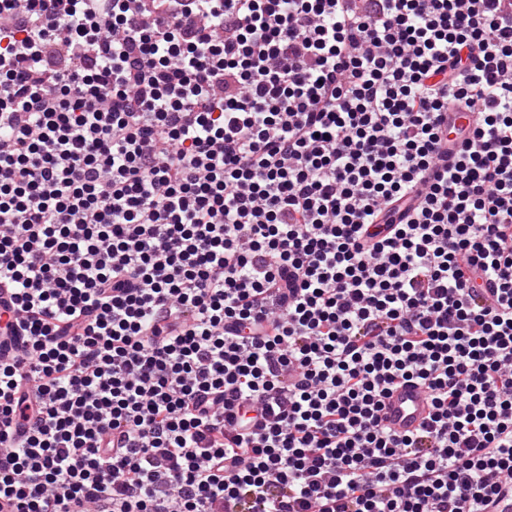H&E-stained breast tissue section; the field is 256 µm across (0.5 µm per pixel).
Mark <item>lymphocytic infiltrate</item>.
<instances>
[{
    "instance_id": "f902f5d3",
    "label": "lymphocytic infiltrate",
    "mask_w": 512,
    "mask_h": 512,
    "mask_svg": "<svg viewBox=\"0 0 512 512\" xmlns=\"http://www.w3.org/2000/svg\"><path fill=\"white\" fill-rule=\"evenodd\" d=\"M0 312V512H501L512 0H0ZM429 412L423 390L412 383L393 387L385 400L382 419L400 432H414L424 423Z\"/></svg>"
}]
</instances>
